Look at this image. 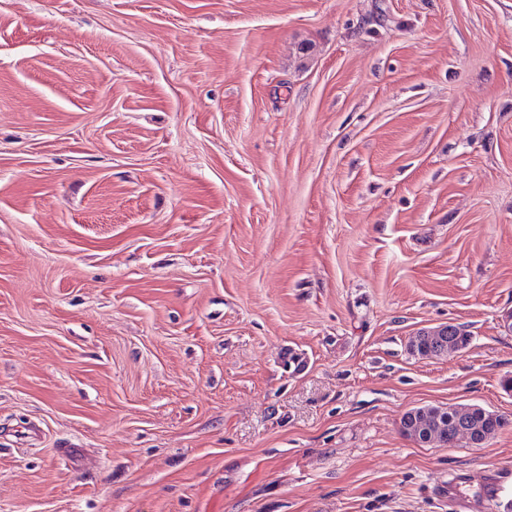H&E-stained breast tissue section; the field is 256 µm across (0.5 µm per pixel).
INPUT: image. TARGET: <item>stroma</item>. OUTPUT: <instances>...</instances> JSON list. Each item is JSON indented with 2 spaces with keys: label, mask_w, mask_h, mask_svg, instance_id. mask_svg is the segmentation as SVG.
Wrapping results in <instances>:
<instances>
[{
  "label": "stroma",
  "mask_w": 512,
  "mask_h": 512,
  "mask_svg": "<svg viewBox=\"0 0 512 512\" xmlns=\"http://www.w3.org/2000/svg\"><path fill=\"white\" fill-rule=\"evenodd\" d=\"M511 312L512 0H0V512H512ZM463 330H466V332L462 333V336L458 337L461 333L459 332L460 328L458 327V323L454 321H448V322H442L437 326L425 328L422 330H425L424 333L418 337L416 334L414 336H409L407 344H414L416 343V340L418 338L424 337L427 339L434 348L435 352L443 353L447 349V342L448 347H453L458 344V340L464 341L466 336H472V333L464 326ZM448 338L447 342L446 339ZM452 411H458L459 416L451 431H443L441 433H433L431 437L425 440L427 445H437L439 447L452 446L454 444L465 442L472 447H477L489 440V437L479 439L472 429H467L466 423L460 419L462 408L455 405H448ZM436 408L439 410V419L444 425L450 426V424L456 419L453 414L448 410V421L445 419V415L443 413L442 407L439 406H423L418 407L419 409L425 410V414L417 417V424L415 427V432L407 434L408 437L414 439L418 443H424V433L427 432V428L431 426L432 418L430 417L428 411L432 408Z\"/></svg>",
  "instance_id": "1"
}]
</instances>
